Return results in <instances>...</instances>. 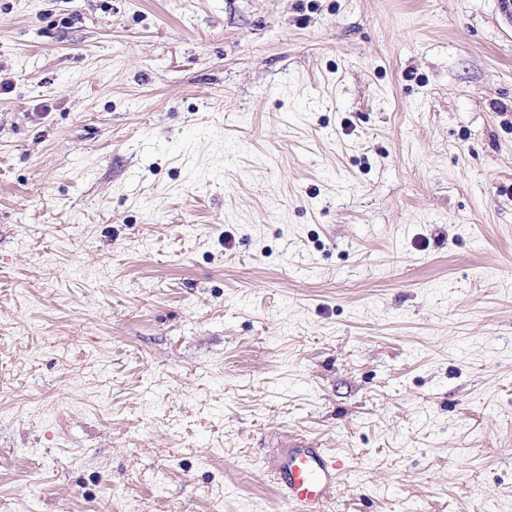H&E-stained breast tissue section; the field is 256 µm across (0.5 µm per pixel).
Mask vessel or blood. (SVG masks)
Wrapping results in <instances>:
<instances>
[{
    "label": "vessel or blood",
    "instance_id": "vessel-or-blood-1",
    "mask_svg": "<svg viewBox=\"0 0 512 512\" xmlns=\"http://www.w3.org/2000/svg\"><path fill=\"white\" fill-rule=\"evenodd\" d=\"M344 468L336 455L295 438L272 461L270 477L288 512H326Z\"/></svg>",
    "mask_w": 512,
    "mask_h": 512
}]
</instances>
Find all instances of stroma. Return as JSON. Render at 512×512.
I'll return each instance as SVG.
<instances>
[{"label":"stroma","instance_id":"1","mask_svg":"<svg viewBox=\"0 0 512 512\" xmlns=\"http://www.w3.org/2000/svg\"><path fill=\"white\" fill-rule=\"evenodd\" d=\"M0 512H512V5L0 0ZM345 469L342 459L301 438L289 439L270 466L273 484L289 512H325Z\"/></svg>","mask_w":512,"mask_h":512}]
</instances>
